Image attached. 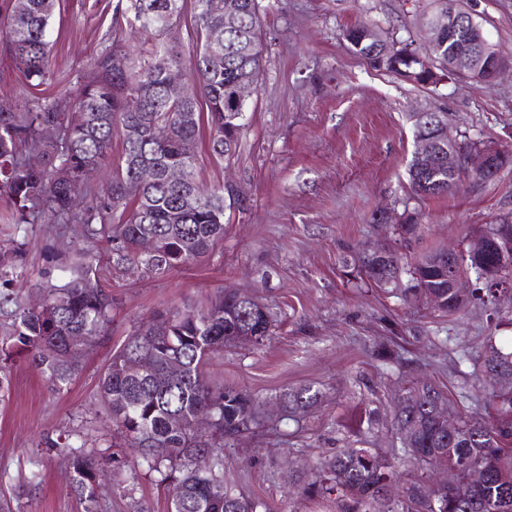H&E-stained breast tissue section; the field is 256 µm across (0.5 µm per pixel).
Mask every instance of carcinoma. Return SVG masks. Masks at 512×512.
I'll return each instance as SVG.
<instances>
[{"label": "carcinoma", "mask_w": 512, "mask_h": 512, "mask_svg": "<svg viewBox=\"0 0 512 512\" xmlns=\"http://www.w3.org/2000/svg\"><path fill=\"white\" fill-rule=\"evenodd\" d=\"M193 0L199 49L192 63L195 93L207 105L197 111V98L168 96L171 70L182 69L176 47L164 40L180 18L186 0H117L114 11L144 41L124 53L126 69L112 66L113 50L88 64L89 73L75 92L42 97L35 90L52 79L49 64L51 24L56 0H0V54L13 61L26 90L13 102L0 103V200L10 210L9 223L19 236L14 249L0 256V374L24 358L52 384L68 385L82 361L112 321V294L102 284L100 265L75 258L68 280L43 286V303L23 301L20 290L6 284L19 278L29 231L36 224H73L79 237L107 246L108 266L142 267L165 272L205 257L224 239V209L242 205L240 191L225 183L208 184L197 172V145L209 128L208 149L220 158L231 156L248 126L249 99L238 96L245 85H258L263 68V28L259 0ZM426 17L440 20L435 48L421 60L409 44L385 38L373 24L346 28L343 37L356 55L375 69L420 86L436 85L460 44L448 33V0H430ZM223 31V43L210 33ZM182 112L197 113L191 123ZM423 112L414 137L428 131L435 117ZM61 130L49 140L43 131ZM119 135L122 151L112 157ZM426 159L412 155L408 186L414 197L442 196L457 187L462 171L448 166V149ZM149 165V182L138 169ZM178 169L183 179H167ZM412 215L394 226L405 242L416 236ZM154 249L141 251L142 241ZM459 275L475 278L481 287L461 297L448 280V249H435L415 262H404L396 250L381 259L365 248L350 253L359 278L375 288H399L404 302L424 300L434 310L453 315L472 300L494 302L499 287L512 288V221L500 220L466 230ZM273 320L255 299L221 292L201 308L156 310L113 354L99 380L105 414L114 426L109 447L131 448V459L112 453L115 468H138L163 485L170 512H268L265 502L251 499L224 482V438L259 425L258 403L245 390L211 383L206 367L224 346L258 344L270 335ZM151 362L153 376L132 378L126 364ZM181 367L173 378L168 369ZM512 375V352L489 340L482 357L483 380L476 398L482 410L460 414L439 424L436 405L446 401L433 385L418 383L408 390L395 413L402 448L388 458L370 448H343L321 460L302 493L312 499L331 496L336 512H423L413 484L400 497L379 494L384 475L399 466L426 470L445 460L448 482L470 469L483 475L472 496L444 497L438 512H512V385L499 380L498 369ZM289 419L299 421L321 400L311 386L293 387L280 395ZM205 412L210 428L202 432L197 418ZM71 487L98 512L100 470L94 455L66 453Z\"/></svg>", "instance_id": "1"}]
</instances>
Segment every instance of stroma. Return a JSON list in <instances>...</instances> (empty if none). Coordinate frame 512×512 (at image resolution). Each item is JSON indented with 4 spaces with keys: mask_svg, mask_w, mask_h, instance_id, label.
Listing matches in <instances>:
<instances>
[{
    "mask_svg": "<svg viewBox=\"0 0 512 512\" xmlns=\"http://www.w3.org/2000/svg\"><path fill=\"white\" fill-rule=\"evenodd\" d=\"M116 0H58L52 23L48 96L74 91L88 61L106 48L127 49L113 15ZM264 71L249 124L234 156L198 145L200 178L232 180L245 198L226 210L224 239L196 264L165 273L112 269V323L63 390L16 362L0 380V499L12 512H84L71 489L63 444L100 459L99 512H169L166 491L141 472L112 477L105 460L99 378L140 323L171 305L198 308L223 290L248 293L267 307L273 333L260 346L225 349L208 378L250 393L265 426L224 450V478L271 512H335L304 496L297 481L325 455L365 443L390 456L400 441L395 403L428 379L469 412L482 378L486 336L512 343V296L497 307L472 302L445 316L425 303L361 282L343 263L349 247L394 244L380 213L418 216V239L404 257L448 245L463 231L512 217V172L451 193L418 199L408 189L411 116L444 112L451 135L512 146V75L480 89L465 80L420 87L375 70L354 54L343 30L363 21L424 51L421 23L429 0H261ZM488 39L512 54V0H464ZM70 226L44 224L31 237L16 286L27 300L66 277ZM310 386L321 402L301 422L277 414L280 394Z\"/></svg>",
    "mask_w": 512,
    "mask_h": 512,
    "instance_id": "35a3bbf8",
    "label": "stroma"
}]
</instances>
